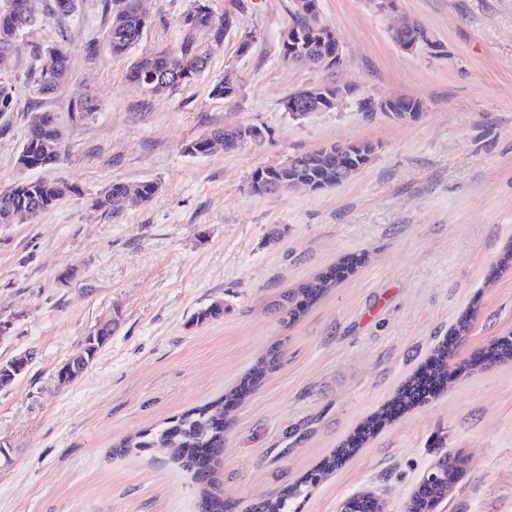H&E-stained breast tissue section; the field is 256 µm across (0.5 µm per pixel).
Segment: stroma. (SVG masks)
<instances>
[{
    "label": "stroma",
    "mask_w": 512,
    "mask_h": 512,
    "mask_svg": "<svg viewBox=\"0 0 512 512\" xmlns=\"http://www.w3.org/2000/svg\"><path fill=\"white\" fill-rule=\"evenodd\" d=\"M51 2L37 0L35 26L0 73L15 99L0 117V190L48 179L78 192L34 221L0 224V320L11 324L0 361L32 357L0 389V512H197L196 486L166 450L112 448L230 393L266 355L274 369L224 426V512L287 491L292 512H337L360 490L405 512L451 451L470 463L438 512H512V362L461 374L319 473L436 346L453 341L457 363L512 335V267L487 281L512 242V0H399L390 14L371 0H320L342 45L332 72L284 58L293 0H209L234 24L219 40L193 32L207 67L164 96L127 71L136 56L179 47L191 0H144L148 27L122 56L105 47V0H79L64 19ZM403 18L424 32L411 51L392 37ZM59 41L68 75L43 96L38 53ZM227 76L230 99L212 92ZM330 80L356 85V99L298 120L286 112L289 93ZM395 96L419 100L420 114L376 109ZM85 98L94 112L70 121L69 102ZM32 111L64 122L59 165L18 164ZM238 125L260 127L262 140L185 150ZM361 141L373 143L371 160L339 186L264 196L248 187L255 168ZM143 180L159 186L148 205L118 219L92 207L111 183ZM349 253L364 262L288 320L282 294ZM214 302L222 317L192 322ZM464 316L469 329L455 335ZM107 321L108 342L59 385L58 368Z\"/></svg>",
    "instance_id": "obj_1"
}]
</instances>
